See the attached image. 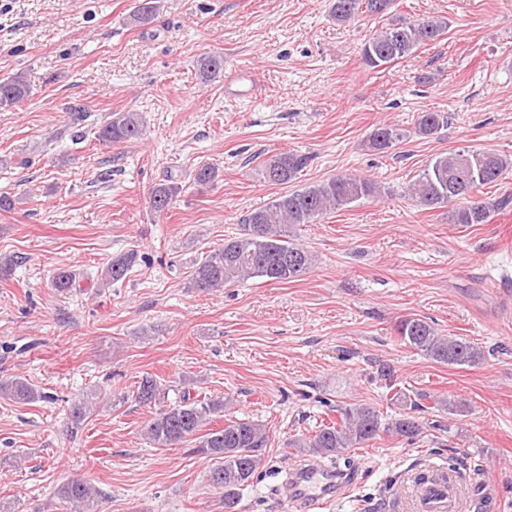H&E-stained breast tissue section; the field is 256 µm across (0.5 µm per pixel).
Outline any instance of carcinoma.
Masks as SVG:
<instances>
[{"mask_svg": "<svg viewBox=\"0 0 512 512\" xmlns=\"http://www.w3.org/2000/svg\"><path fill=\"white\" fill-rule=\"evenodd\" d=\"M393 0H333L332 17L338 22L350 20L364 10L383 15ZM161 8V0H140L133 13L137 23L149 21ZM448 32V21L430 17L417 21L396 19L371 34L362 44L363 64L371 69H386L392 63L407 59L424 46L439 41ZM224 57L210 55L200 62L199 73L208 78L221 72ZM31 93L25 76L16 73L0 79V107L19 104ZM448 125L445 112H423L416 133L433 136ZM144 119L138 112H113L110 120L95 131L102 142L123 143L140 137ZM403 137L400 129L383 124L369 137V145L385 151ZM309 157L293 152H281L266 159L262 175L270 183L285 185L298 179ZM512 167V159L484 150H461L433 158L418 178L407 188L415 206L423 210L452 206L455 224H486L491 211L507 206L512 198L486 202L478 193L481 188L498 182ZM219 170L203 164L195 170L194 184L201 190L217 181ZM380 191L377 184L362 176L336 175L326 181L281 195L265 206L246 214L240 233L211 250L193 267L189 287L198 292H210L235 285L248 279L265 278L272 283L287 284L307 274L312 255L295 242L296 230L302 224H315L322 215L360 199L373 197ZM182 186L167 178L155 184L150 192L151 210L162 215L169 210ZM137 262V252L118 254L108 262L101 284L109 287L122 281ZM76 272L57 269L50 287L65 293L73 287ZM395 331L401 342L430 359L447 365L473 366L483 358L481 349L462 336H445L421 318L405 317L396 323ZM167 387L151 374L141 377L134 392L135 400L143 405L166 399ZM0 398L15 403L30 404L47 399L41 388L23 376L0 382ZM230 401L221 397L194 399L182 396L149 419L143 428L146 440L158 447H172L195 442L194 452L212 456L220 464L210 471V483L222 494L224 509L240 502L241 491L254 483L263 466L260 450L267 447L269 432L261 423L249 419H229L224 427L203 435L200 428L212 417L225 412ZM92 400L80 399L70 409V432L77 431L90 412ZM338 420L319 426L313 434L294 436L287 446L300 454L333 459L350 448H362L384 435L414 441L422 433L419 419L403 413L383 419L379 411L368 404L336 406ZM57 498L66 512H101L102 491L83 479H71L57 490Z\"/></svg>", "mask_w": 512, "mask_h": 512, "instance_id": "1", "label": "carcinoma"}]
</instances>
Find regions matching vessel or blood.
Segmentation results:
<instances>
[{
	"instance_id": "obj_1",
	"label": "vessel or blood",
	"mask_w": 512,
	"mask_h": 512,
	"mask_svg": "<svg viewBox=\"0 0 512 512\" xmlns=\"http://www.w3.org/2000/svg\"><path fill=\"white\" fill-rule=\"evenodd\" d=\"M336 483L331 472L303 466L293 471L291 491L295 497L317 500L332 494ZM496 496V488L486 484L478 497L462 500L456 475L447 468L434 466L417 482L413 509L414 512H483Z\"/></svg>"
}]
</instances>
